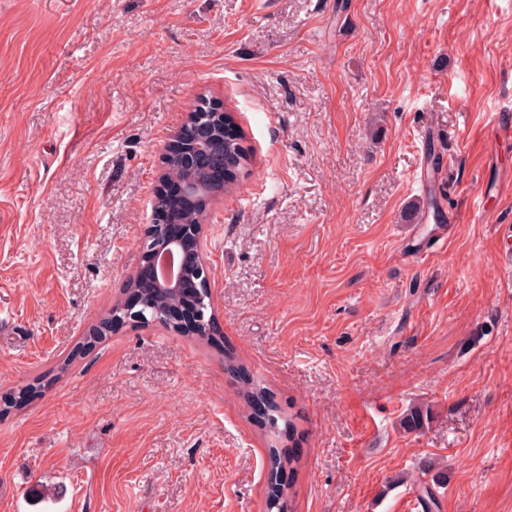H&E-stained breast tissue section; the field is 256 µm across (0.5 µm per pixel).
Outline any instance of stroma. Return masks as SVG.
I'll return each mask as SVG.
<instances>
[{"mask_svg":"<svg viewBox=\"0 0 512 512\" xmlns=\"http://www.w3.org/2000/svg\"><path fill=\"white\" fill-rule=\"evenodd\" d=\"M202 96L254 154L206 204L218 345L78 350ZM508 117L512 0H0V512H265L273 444L297 512H425L427 459L438 512H512ZM243 397L247 404L254 410L255 414L258 413V415L262 418H264L266 415L268 416L269 411H274L276 409L274 403L266 392V388L260 382L254 381L253 379L247 380L245 382L243 388ZM282 420L283 427L280 428L278 426V418H275L274 416L270 417L269 415L267 423L272 429H274L270 430V432L278 438L288 436V440H290L294 435V425L290 418H288V421L284 419Z\"/></svg>","mask_w":512,"mask_h":512,"instance_id":"35a3bbf8","label":"stroma"}]
</instances>
